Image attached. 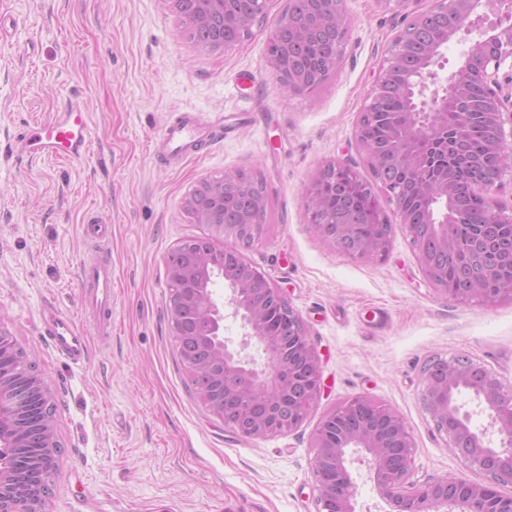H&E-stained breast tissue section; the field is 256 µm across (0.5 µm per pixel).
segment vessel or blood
I'll return each instance as SVG.
<instances>
[{
  "label": "vessel or blood",
  "instance_id": "obj_1",
  "mask_svg": "<svg viewBox=\"0 0 512 512\" xmlns=\"http://www.w3.org/2000/svg\"><path fill=\"white\" fill-rule=\"evenodd\" d=\"M222 134L221 127L196 120L180 119L167 124L156 141L158 153L175 162L191 154L201 141H213ZM91 118L85 102L71 99L58 116L21 133L20 151L32 157L70 160L82 156L89 147ZM83 309L101 331L112 327V267L93 259L82 267ZM52 339L72 359H81L86 338L76 324L65 317H55Z\"/></svg>",
  "mask_w": 512,
  "mask_h": 512
}]
</instances>
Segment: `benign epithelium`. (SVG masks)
<instances>
[{"mask_svg":"<svg viewBox=\"0 0 512 512\" xmlns=\"http://www.w3.org/2000/svg\"><path fill=\"white\" fill-rule=\"evenodd\" d=\"M328 2L331 8L316 12L311 26L289 23L296 38L307 37L312 30L329 32L345 40L347 15L344 0H309L314 5ZM169 9L190 28H206L214 40L203 50H229L235 40L224 39L228 28L246 36L265 15L268 0H258L260 12L246 16L235 8V0H164ZM383 10L407 19L396 36L387 65L382 67L368 93L363 111L373 108L377 98L391 84L399 64L395 50L402 47L430 19L436 20L424 50L414 62L413 74L433 77L432 85L417 80L401 87L414 97L416 110L405 113L395 136L400 146L377 154L370 150L366 127L356 122L354 139L358 149L377 168L398 164L417 168L422 162L421 143L436 135L446 124L448 79L433 67L462 30H475L478 38L469 42L461 53L462 65L457 72V91L464 95L468 81L477 79L490 90L484 116L495 127L496 135L488 144L491 154L502 164L494 181L482 183L490 209L498 222L512 229V203L493 198L502 185L507 169L512 167V153L507 151L503 117L506 105L512 106V0H434L426 10L408 9L412 0H377ZM504 11L505 18L488 21L478 13ZM270 76L280 89L290 95L307 90L310 75L284 66L279 52L268 54ZM338 161L318 167L304 186L307 209L314 210L327 171ZM234 183L249 193L251 183L242 170L235 169L219 180H203L187 198L186 210L191 218L210 229L201 249L182 263L167 257L168 275L182 281L185 293L170 302V329L188 345L183 361L195 366L208 379L206 408L239 435L262 439L298 427L321 392V367L308 327L293 308L284 289L270 283L264 273L244 260L235 266L227 256L237 252L234 226L223 224L218 212L223 205L224 185ZM417 192L426 200L444 203L441 213L430 211L425 224L418 227L398 211L400 223L411 237L418 261L432 284L448 293L437 270L435 255L452 257L461 265L469 257L463 247L448 238L446 224L461 222L450 204L460 195L459 183L445 176L433 185L419 184ZM317 234L337 251L356 260L383 256L389 249L386 237L362 240L357 224L350 219L342 224H316ZM479 272H464L463 288L458 300L483 299L489 303L512 300V275L486 294L485 282L497 277L503 265L512 268V254L487 251ZM212 275L224 283L228 295H219L206 285ZM240 320L246 333L239 343L224 337V319ZM288 323V334L278 324ZM26 361L8 331L0 327V433L10 445L30 448L39 443L44 451L34 457L26 479L16 480L10 471L0 468V512H44L51 477L56 466V448L51 408V394L43 379L33 374L24 383L13 380L17 371L28 370ZM423 404L436 429L452 442L455 454L469 468L480 471L485 480L472 482L463 478L441 477L406 492L413 455V440L403 417L394 410L385 413L367 397H356L338 406L321 422L312 438L316 449L315 482L318 512H355L358 487L349 471L356 459H365L379 494L390 512H512V495L500 492L512 486V386L505 385L496 374L464 355L437 359L424 371ZM488 415L486 426L473 423V416Z\"/></svg>","mask_w":512,"mask_h":512,"instance_id":"obj_1","label":"benign epithelium"}]
</instances>
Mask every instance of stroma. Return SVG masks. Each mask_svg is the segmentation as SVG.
Wrapping results in <instances>:
<instances>
[{
	"instance_id": "stroma-1",
	"label": "stroma",
	"mask_w": 512,
	"mask_h": 512,
	"mask_svg": "<svg viewBox=\"0 0 512 512\" xmlns=\"http://www.w3.org/2000/svg\"><path fill=\"white\" fill-rule=\"evenodd\" d=\"M288 0L227 51L203 52L164 0H0V327L56 405L62 449L46 512H317L311 439L325 415L368 396L404 418L415 445L408 478L475 482L422 401L433 359L465 355L512 386V301L486 306L425 279L392 204L388 253L372 261L331 248L303 191L324 162L371 171L354 142L367 94L397 34L376 0H345L342 61L312 94L284 93L268 73L270 28ZM74 96L92 114L89 151L74 161L28 158L15 146ZM191 114L224 137L178 163L155 151L167 122ZM246 168L267 196L261 241L246 261L285 289L310 329L322 391L302 424L239 436L186 387L169 328L165 258L208 234L184 210L200 181ZM108 227L112 330L86 326L80 265ZM83 326L74 361L51 340L50 317Z\"/></svg>"
}]
</instances>
